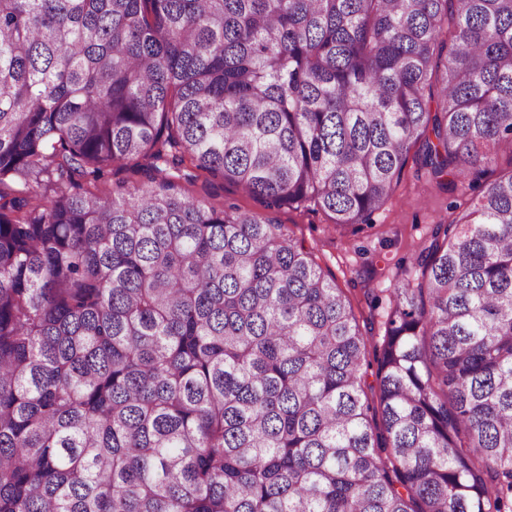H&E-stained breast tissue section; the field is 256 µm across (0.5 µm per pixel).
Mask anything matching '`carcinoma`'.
I'll return each mask as SVG.
<instances>
[{"label":"carcinoma","instance_id":"cac0c4a2","mask_svg":"<svg viewBox=\"0 0 512 512\" xmlns=\"http://www.w3.org/2000/svg\"><path fill=\"white\" fill-rule=\"evenodd\" d=\"M411 160L466 209L375 407L335 280L175 181L344 228ZM503 161L512 0H0V512H512Z\"/></svg>","mask_w":512,"mask_h":512}]
</instances>
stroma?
Returning a JSON list of instances; mask_svg holds the SVG:
<instances>
[{"mask_svg": "<svg viewBox=\"0 0 512 512\" xmlns=\"http://www.w3.org/2000/svg\"><path fill=\"white\" fill-rule=\"evenodd\" d=\"M180 190L218 209L236 206L283 225L311 251L324 273L349 297L359 322L371 323L370 344L384 334L390 294L406 274L414 273V257L428 245L433 224L447 217L451 194L407 165L400 184L370 223L336 232L321 212L288 206L267 209L229 181L199 172L194 183H180Z\"/></svg>", "mask_w": 512, "mask_h": 512, "instance_id": "35a3bbf8", "label": "stroma"}]
</instances>
